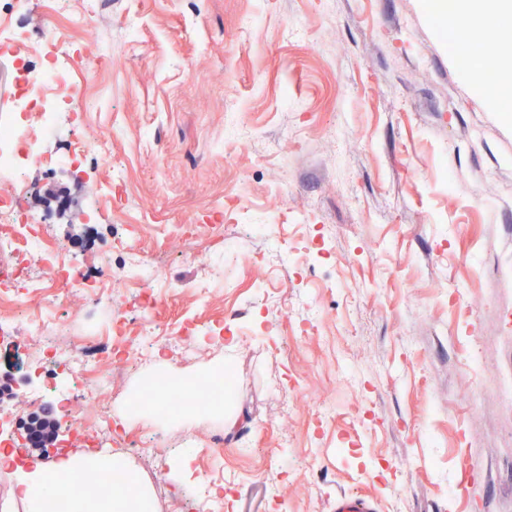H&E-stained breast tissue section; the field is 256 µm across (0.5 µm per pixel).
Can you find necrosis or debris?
I'll return each instance as SVG.
<instances>
[{"label": "necrosis or debris", "mask_w": 512, "mask_h": 512, "mask_svg": "<svg viewBox=\"0 0 512 512\" xmlns=\"http://www.w3.org/2000/svg\"><path fill=\"white\" fill-rule=\"evenodd\" d=\"M29 5L30 0H7L6 9H0V55L19 61L14 76L15 104L0 113V340L13 338L20 330L35 345L32 365L42 377V392L59 406V421L68 432L82 433L91 448L120 446L149 457L165 446L164 436L137 435L112 427L110 402L119 395L112 363L118 354L135 361L143 347L165 346L173 337L183 335L182 326L156 319L169 295L163 269L143 249L140 226L126 224L104 256L99 276L88 278L75 264L70 249L54 242L48 216L24 207L33 191L24 180L27 166L42 158L45 143L72 135L76 125L97 109L94 97L76 91L77 83L92 82L100 74L78 34L101 16L103 2L82 0L76 11L71 0H44L58 23L36 38L26 36L18 25ZM34 57L42 61L36 71L28 66ZM108 141L105 133L79 141L67 153L51 156L50 164L74 166L91 158L110 168L116 185L125 186L121 168L112 162ZM271 214L267 206L246 213L250 233L272 244L269 257L260 260L264 271L253 286L257 302L272 301L274 291L282 286V270H289L291 281L304 282L312 271L315 252L325 244L323 227L306 224L300 245H292ZM178 237L190 245V258L208 269L195 288L200 303H207L217 288H236V280L224 275L226 264L241 261L234 239L224 238L196 250L198 234L192 224L181 225ZM131 291L140 294L139 314L132 321L114 309L115 297ZM82 300L93 306L97 326L85 337L66 340L69 321L75 316L73 308ZM273 303L268 316L287 324L296 341L302 343L318 334L322 302L315 294H307L299 311L282 301ZM59 365L68 368L72 386L82 388L81 401H71L69 388L58 386L54 371ZM228 479L222 456H214L198 471L193 506H181L179 512H222L223 501L211 491Z\"/></svg>", "instance_id": "4bbe7bcc"}]
</instances>
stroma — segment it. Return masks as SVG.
<instances>
[{"label": "stroma", "mask_w": 512, "mask_h": 512, "mask_svg": "<svg viewBox=\"0 0 512 512\" xmlns=\"http://www.w3.org/2000/svg\"><path fill=\"white\" fill-rule=\"evenodd\" d=\"M252 16L265 23L242 40ZM106 36L110 64L90 88L102 104L95 124L111 131L114 160L150 201L141 245L174 287L159 316L219 320L235 341L229 350L199 340L189 361L175 347L163 362L145 355L119 379L122 394L162 369L197 376L232 359L235 432L209 413L166 429L223 436L225 469L246 474L223 512H330L344 492L375 499L380 512H512V409L452 403L469 378L467 351L487 362L479 380L512 373V284L499 278L512 269V111L460 68L434 0H112L80 39L92 50ZM229 103L253 151L226 136ZM26 179L31 209L52 212L53 236L97 273L121 222L108 170L36 164ZM241 195L277 201L279 223L328 225L341 260L328 340L295 344L239 292L198 304L193 287L205 268L181 257L173 237L181 224H220L245 252L266 251L229 223ZM434 279L465 283L478 305L473 328L431 292ZM342 356L356 378L332 395L335 420L321 427L287 414L297 378L328 385ZM355 399L373 428L358 453L342 455ZM283 454L325 468L323 479L299 474L271 496L260 459ZM464 459L484 474L466 491L454 486ZM203 461L172 450L128 459L159 505L173 491L191 497Z\"/></svg>", "instance_id": "1"}]
</instances>
